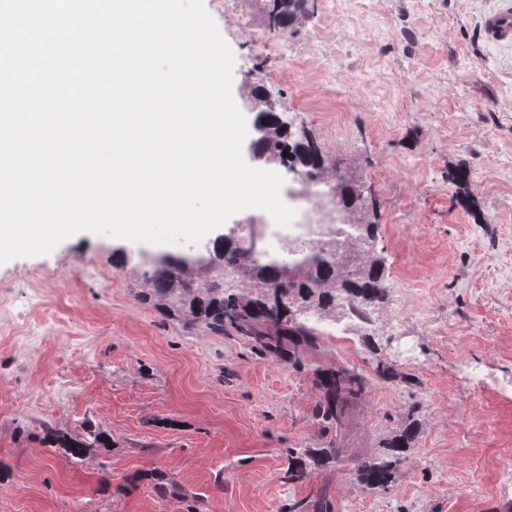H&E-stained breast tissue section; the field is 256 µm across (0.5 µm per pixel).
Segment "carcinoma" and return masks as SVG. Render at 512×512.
Segmentation results:
<instances>
[{"instance_id":"cac0c4a2","label":"carcinoma","mask_w":512,"mask_h":512,"mask_svg":"<svg viewBox=\"0 0 512 512\" xmlns=\"http://www.w3.org/2000/svg\"><path fill=\"white\" fill-rule=\"evenodd\" d=\"M307 0H268L272 11L268 13V28L292 23ZM255 125L264 131L262 149L270 161L297 166L304 172L318 174L330 172L323 152L303 138L295 137L281 124L276 112L260 111ZM363 239L354 256L352 267L333 265L321 257L296 260L301 275L291 289H280L281 264L274 260L260 261L264 249L250 246L237 248L232 241L219 237L212 252L208 253L210 268L199 273L197 258L190 253L142 252V276L148 285L143 300L152 301L166 314L175 311L182 315L184 324L202 328L222 336L231 330L251 345L261 358L285 368L303 367L302 356L321 346L326 335L324 325L336 323V311L366 324L370 311L381 305L388 290L382 263L375 256L371 225L356 221ZM247 264L257 269L255 280L230 290L224 287V266ZM283 291L284 310L274 308L270 298L262 291ZM318 400L312 416L321 430L335 439L343 429L345 408L359 398L366 388V378L354 369L340 365L336 368L317 365L310 370ZM88 438L69 440L57 436L58 447L72 458H80L84 449L105 441L106 434L88 429ZM414 437L407 428L393 439L389 448L395 459L409 447ZM336 455L334 448H305L288 463V481L300 482L307 477L306 460L323 462ZM391 460H357L352 471L370 491H384L391 483ZM289 512H332V504L323 492L289 505Z\"/></svg>"}]
</instances>
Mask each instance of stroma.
I'll list each match as a JSON object with an SVG mask.
<instances>
[{
	"label": "stroma",
	"instance_id": "stroma-1",
	"mask_svg": "<svg viewBox=\"0 0 512 512\" xmlns=\"http://www.w3.org/2000/svg\"><path fill=\"white\" fill-rule=\"evenodd\" d=\"M502 3L315 0L282 33L293 64L264 87L294 133L344 159L391 284L350 346L327 339L315 358L369 379L341 435L314 422L309 373L162 316L139 298L140 243L79 232L0 264V512H287L320 490L333 512H512V46L479 35ZM204 6L253 123L265 2L240 0L244 33ZM460 167L478 181L455 183ZM400 298L414 318L398 326ZM384 358L398 377L375 374ZM410 424L388 490H366L351 462L387 458ZM91 426L110 440L76 461L45 437ZM330 442L334 460L285 480L289 449ZM169 480L182 495L160 492Z\"/></svg>",
	"mask_w": 512,
	"mask_h": 512
}]
</instances>
